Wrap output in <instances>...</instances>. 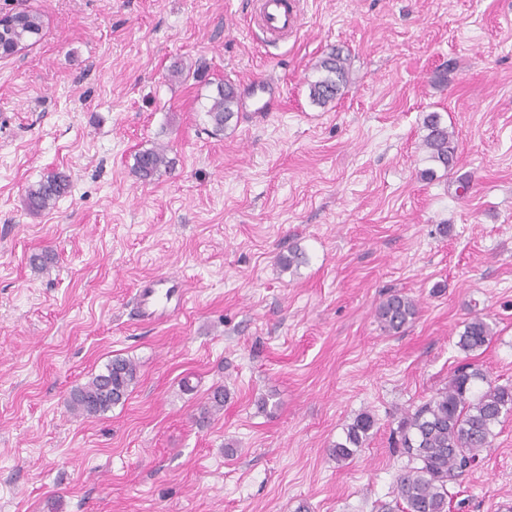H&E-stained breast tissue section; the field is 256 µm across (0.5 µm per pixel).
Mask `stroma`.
<instances>
[{"label":"stroma","mask_w":512,"mask_h":512,"mask_svg":"<svg viewBox=\"0 0 512 512\" xmlns=\"http://www.w3.org/2000/svg\"><path fill=\"white\" fill-rule=\"evenodd\" d=\"M297 6L270 42L258 0H0L44 25L0 58V512H378L408 463L397 421L447 385L474 315L494 335L473 360L512 383V0ZM334 48L350 83L320 106ZM225 80L240 104L216 135ZM256 81L280 110L251 111ZM431 112L458 149L427 180ZM161 145L169 170L139 179ZM51 170L70 191L31 214ZM295 247L305 263L280 268ZM164 274L183 309L140 319L137 290ZM394 291L419 313L388 335ZM115 357L138 366L128 399L74 417L70 390ZM217 382L224 411L199 422ZM364 411L371 437L336 464ZM496 431L448 512H512V416ZM238 104L237 91L230 81L217 84L216 94L212 97V103L206 112L214 134L224 133V129L237 113L235 108ZM165 147H155L142 151L136 157L135 171L140 179L147 180L152 178L161 168L169 167L167 152ZM375 424L374 416L369 412H362L354 418L345 428L344 439L336 441L331 448V456L337 464L353 460L359 449L363 448Z\"/></svg>","instance_id":"35a3bbf8"}]
</instances>
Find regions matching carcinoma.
Masks as SVG:
<instances>
[{
  "mask_svg": "<svg viewBox=\"0 0 512 512\" xmlns=\"http://www.w3.org/2000/svg\"><path fill=\"white\" fill-rule=\"evenodd\" d=\"M0 25V54L7 57L37 42L41 38L43 21L39 14L22 11L5 16ZM321 76L310 83L313 103L324 106L348 82V58L333 50L316 64ZM238 95L234 85L226 81L216 86V94L207 110L213 133L224 132L235 116ZM426 135L422 147L427 159L448 169L455 158L456 147L448 127L436 112L424 119ZM169 167L166 148L155 147L136 157L135 171L139 178H152L161 168ZM68 176L51 171L26 190L25 205L32 214L54 208L59 198L69 192ZM417 314V305L400 293L388 295L377 308V318L386 333L403 330ZM493 329L484 317L476 315L466 321L457 346L465 354L486 346ZM138 381L134 361L116 357L104 370L69 394L67 406L78 417L95 418L126 401ZM224 410V386L208 394L203 412L213 415ZM512 414V384H497L477 364L458 365L448 380V386L437 391L415 409L405 412L396 433L403 453L409 457L407 470L397 482L395 506H383L384 512H448V485L457 481L479 462L491 447L494 429L502 419ZM376 421L368 412L358 414L344 431L343 440L331 448L336 463L352 460L369 438Z\"/></svg>",
  "mask_w": 512,
  "mask_h": 512,
  "instance_id": "carcinoma-1",
  "label": "carcinoma"
}]
</instances>
